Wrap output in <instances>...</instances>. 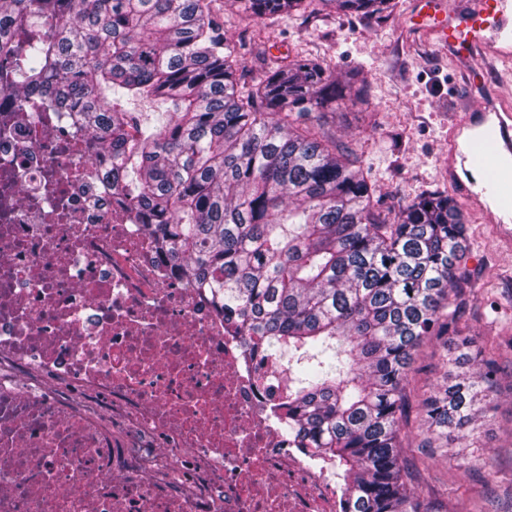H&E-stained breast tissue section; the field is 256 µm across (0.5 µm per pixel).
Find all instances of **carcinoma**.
Returning <instances> with one entry per match:
<instances>
[{
    "instance_id": "carcinoma-1",
    "label": "carcinoma",
    "mask_w": 512,
    "mask_h": 512,
    "mask_svg": "<svg viewBox=\"0 0 512 512\" xmlns=\"http://www.w3.org/2000/svg\"><path fill=\"white\" fill-rule=\"evenodd\" d=\"M389 0H244L283 13L379 16ZM245 58L209 0H0V91L38 120L58 101L112 156L123 201L209 289L225 319L283 367L279 410L298 447L342 471L343 512H427L398 453L414 352L454 341L421 402L426 446L466 447L501 390L499 345L459 333L469 299L460 205L424 194L393 217L324 130L363 101L299 54L242 94ZM160 124L141 122V106Z\"/></svg>"
}]
</instances>
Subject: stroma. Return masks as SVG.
<instances>
[{
    "label": "stroma",
    "instance_id": "1",
    "mask_svg": "<svg viewBox=\"0 0 512 512\" xmlns=\"http://www.w3.org/2000/svg\"><path fill=\"white\" fill-rule=\"evenodd\" d=\"M414 0H392L384 17L330 13L312 22L282 15L274 24L258 20L243 25L230 0H212L236 50L253 42L265 56L247 55L245 83H253L276 63L300 54L327 61L338 72L362 67L369 101L346 106L325 125L337 144L352 147L358 165L376 185L380 210L405 204L425 192L448 187V133L456 112L495 98L512 102V60L461 63L446 47L436 45L413 23ZM467 224L466 266L471 273L475 307L460 323L463 335L499 342L497 357L512 371V241L494 224L464 207ZM442 345L420 347L409 375L412 402H419L443 384ZM419 414L410 410L401 430V454L412 484L428 505L446 512H507L512 489V396L505 394L490 413L476 444L465 449L466 460H480L494 471L493 482L450 463L451 449L428 453L421 448Z\"/></svg>",
    "mask_w": 512,
    "mask_h": 512
}]
</instances>
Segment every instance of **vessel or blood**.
<instances>
[{
    "label": "vessel or blood",
    "mask_w": 512,
    "mask_h": 512,
    "mask_svg": "<svg viewBox=\"0 0 512 512\" xmlns=\"http://www.w3.org/2000/svg\"><path fill=\"white\" fill-rule=\"evenodd\" d=\"M437 0H418L429 10L424 29L459 56L480 48L486 56L512 58V0H465L463 9L436 10ZM448 183L481 208L490 223H512V113L487 100L463 113L448 136Z\"/></svg>",
    "instance_id": "vessel-or-blood-1"
}]
</instances>
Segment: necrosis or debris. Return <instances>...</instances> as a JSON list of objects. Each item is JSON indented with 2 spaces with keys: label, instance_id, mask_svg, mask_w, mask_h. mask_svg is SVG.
<instances>
[{
  "label": "necrosis or debris",
  "instance_id": "1",
  "mask_svg": "<svg viewBox=\"0 0 512 512\" xmlns=\"http://www.w3.org/2000/svg\"><path fill=\"white\" fill-rule=\"evenodd\" d=\"M0 98V512H342L279 365L184 278L69 112Z\"/></svg>",
  "mask_w": 512,
  "mask_h": 512
}]
</instances>
